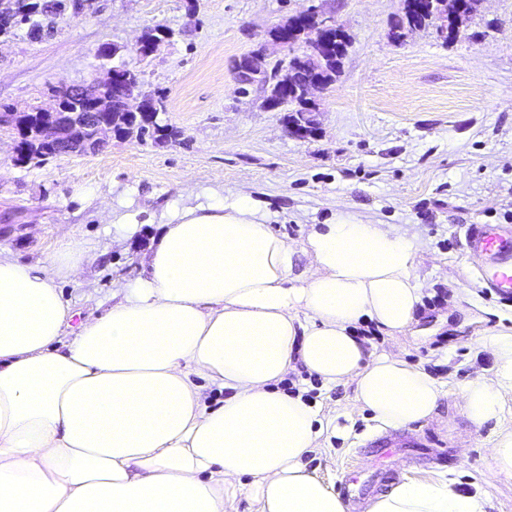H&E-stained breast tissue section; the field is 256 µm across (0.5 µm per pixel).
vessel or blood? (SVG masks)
I'll list each match as a JSON object with an SVG mask.
<instances>
[{
	"label": "vessel or blood",
	"instance_id": "b4317fda",
	"mask_svg": "<svg viewBox=\"0 0 512 512\" xmlns=\"http://www.w3.org/2000/svg\"><path fill=\"white\" fill-rule=\"evenodd\" d=\"M464 248L481 260L479 271L488 290L503 299L512 297V228L503 224H471L464 233ZM419 436L389 431L368 441L372 459L387 453L422 447Z\"/></svg>",
	"mask_w": 512,
	"mask_h": 512
}]
</instances>
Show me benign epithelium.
<instances>
[{
    "mask_svg": "<svg viewBox=\"0 0 512 512\" xmlns=\"http://www.w3.org/2000/svg\"><path fill=\"white\" fill-rule=\"evenodd\" d=\"M438 9L443 19L439 33L446 37L460 35V27L470 16L471 3L467 0H418L411 9L423 14ZM268 42L284 52L283 65L270 73L267 82L275 84L277 90L287 89L288 97L281 94L267 96L265 105L270 109L287 107L294 111L295 121L285 123L286 131L299 139H306L316 134V128L304 122V117L315 113L319 104L314 97L317 90L330 86L325 68H317L302 82L296 78L294 70L289 68L288 60L300 52L325 64L340 58L341 43L347 40L345 32L332 16L316 6H312L286 21L271 27L267 33ZM168 39L166 31L145 30L138 40L137 52L149 57ZM267 71L265 50L260 48L242 57L237 63L238 75L247 80ZM120 82L112 71L93 77L85 85L61 86L51 88L55 106L49 110L39 109L35 112H1L0 128L14 131L16 140L13 150V162L24 166L28 163L27 142L33 133L42 131L43 142L49 145L44 154L54 157L63 155H86L104 149L107 137L127 139L134 135V127L119 130L112 123V83ZM76 100L83 103L80 112L69 111L66 101ZM125 112L138 115L153 126H159L161 106L158 97L143 92L139 80L128 85L121 96Z\"/></svg>",
    "mask_w": 512,
    "mask_h": 512,
    "instance_id": "benign-epithelium-1",
    "label": "benign epithelium"
}]
</instances>
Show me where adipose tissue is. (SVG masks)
<instances>
[{
  "label": "adipose tissue",
  "mask_w": 512,
  "mask_h": 512,
  "mask_svg": "<svg viewBox=\"0 0 512 512\" xmlns=\"http://www.w3.org/2000/svg\"><path fill=\"white\" fill-rule=\"evenodd\" d=\"M419 246L347 211L290 239L250 195L187 206L161 224L143 275L105 313L74 322L58 283L84 260L76 239L48 269L0 248V512H348L302 460L324 430L296 365L352 385L375 421L432 419L444 384L356 328L388 337L417 322ZM304 271H297L299 260ZM496 370L469 380L461 410L500 422L512 332L485 338ZM224 392L211 405L207 390ZM486 493L403 480L367 512H487Z\"/></svg>",
  "instance_id": "1"
}]
</instances>
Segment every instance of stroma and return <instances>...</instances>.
I'll return each instance as SVG.
<instances>
[{
  "label": "stroma",
  "mask_w": 512,
  "mask_h": 512,
  "mask_svg": "<svg viewBox=\"0 0 512 512\" xmlns=\"http://www.w3.org/2000/svg\"><path fill=\"white\" fill-rule=\"evenodd\" d=\"M313 4L351 44L336 81L316 95V136L301 140L286 131L283 109L266 107L264 86L240 84L235 66L267 45L273 25ZM400 10L401 0H101L95 14L61 20L53 34L1 38L0 106L51 108V87L125 62L145 91L164 97L162 121L178 136L113 139L94 154L17 166L14 134L0 131V247L45 266L64 237L82 241L88 261L59 286L89 317L141 277L160 224L188 204L246 191L270 212L272 229L293 239L340 209L394 225L420 245L419 324L401 348L448 387L433 419L410 426L429 442V461L385 463L396 482L445 477L469 490L483 480L498 428H474L459 389L494 370L481 342L512 329V302L488 295L462 240L469 224H512V0H480L448 40L429 26L392 42ZM157 24L170 39L139 59L138 39ZM104 44L114 56H98ZM117 212L136 223H113ZM281 387L334 420L303 465L339 488L381 424L354 406L353 386H327L304 367Z\"/></svg>",
  "instance_id": "stroma-1"
}]
</instances>
